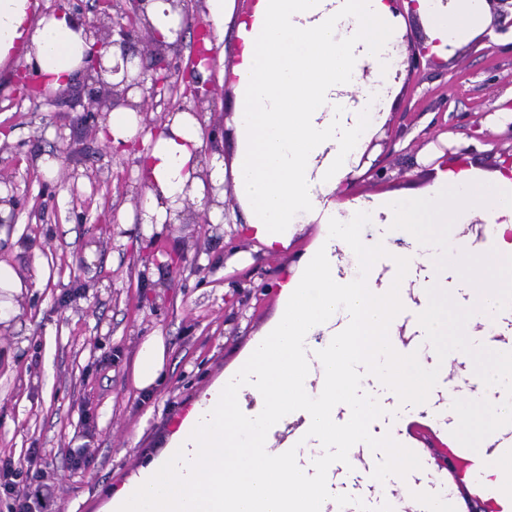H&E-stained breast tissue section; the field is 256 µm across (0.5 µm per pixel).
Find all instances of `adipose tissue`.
I'll return each instance as SVG.
<instances>
[{"label": "adipose tissue", "mask_w": 512, "mask_h": 512, "mask_svg": "<svg viewBox=\"0 0 512 512\" xmlns=\"http://www.w3.org/2000/svg\"><path fill=\"white\" fill-rule=\"evenodd\" d=\"M37 7L38 0H0V65L21 53L42 85L68 86L86 70L93 41L70 14L40 16ZM487 9L486 0H415L414 11L432 52L442 55L481 31ZM394 21L388 0H256L238 25V55L224 73L236 93L232 169L220 154H202L201 123L185 112L167 118L139 149L145 235L179 222L185 188L201 200L206 184L220 185L228 174L248 229L265 247H287L298 224L319 223L322 233L305 266L283 283L279 308L252 343L247 368L196 401L165 451L113 498L116 512H226V499L261 488L280 499V512H327L334 500L326 486L296 482L291 463L273 459L269 448L287 421L282 405L332 413L337 399L352 398L349 386L339 395L316 393L308 368L309 353L335 336L338 317L350 320L338 359L342 375H354L355 362L388 357L378 379L414 422L430 376L423 369L405 376L409 357L390 345L399 315L414 312L433 338L432 351L444 355L449 341L473 328L491 332L481 311L486 301L512 307V268L504 264L512 258V174L450 168L423 192L371 203L334 199L386 105ZM357 85L364 91L354 103L349 93ZM142 131L139 112L122 106L112 110L103 137L117 148L137 146ZM204 167L206 182L197 177ZM475 218L491 229L495 253L460 236V226ZM366 224L385 225L397 246L365 238ZM385 250L395 274L381 282L373 263ZM421 262L437 272L416 283ZM452 271L472 283L474 305L456 304L448 288ZM165 361L163 338L148 337L134 363L135 386H154ZM247 391L253 403L244 400Z\"/></svg>", "instance_id": "1"}]
</instances>
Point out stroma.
<instances>
[{"label": "stroma", "mask_w": 512, "mask_h": 512, "mask_svg": "<svg viewBox=\"0 0 512 512\" xmlns=\"http://www.w3.org/2000/svg\"><path fill=\"white\" fill-rule=\"evenodd\" d=\"M24 59L0 71V262L24 287L0 321V457L38 466L61 512H105L114 492L164 450L192 404L228 375L278 309L279 282L299 269L319 235L297 225L271 253L239 225L226 188L218 223L194 203L187 224L143 236L146 197L137 157L113 149L107 118L85 112L70 88L37 99L13 80ZM234 95L224 82L201 106L203 135L224 130ZM381 143L341 199L426 190L437 156L468 149L490 172L512 154V17L493 12L484 31L447 61L402 71L375 127ZM58 162L56 176L38 164ZM165 340V368L151 391L132 380L146 337ZM89 463L71 469L70 449Z\"/></svg>", "instance_id": "1"}]
</instances>
